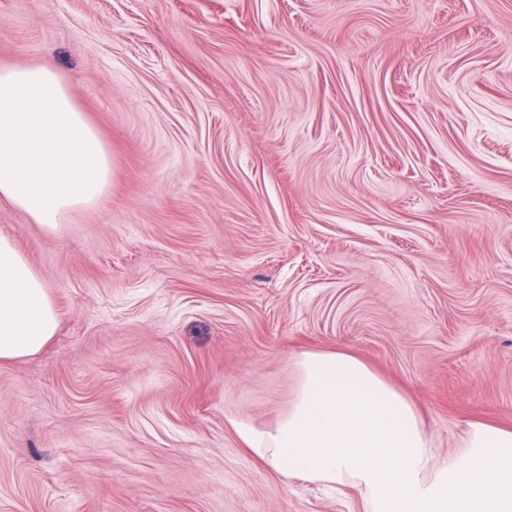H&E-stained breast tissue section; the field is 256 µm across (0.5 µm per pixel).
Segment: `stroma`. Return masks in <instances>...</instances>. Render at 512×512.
Instances as JSON below:
<instances>
[{"label":"stroma","instance_id":"obj_1","mask_svg":"<svg viewBox=\"0 0 512 512\" xmlns=\"http://www.w3.org/2000/svg\"><path fill=\"white\" fill-rule=\"evenodd\" d=\"M112 184L45 231L0 199L56 335L0 363V512H364L232 420L310 350L422 409L438 457L512 424V0H0Z\"/></svg>","mask_w":512,"mask_h":512}]
</instances>
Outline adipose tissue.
<instances>
[{"label":"adipose tissue","mask_w":512,"mask_h":512,"mask_svg":"<svg viewBox=\"0 0 512 512\" xmlns=\"http://www.w3.org/2000/svg\"><path fill=\"white\" fill-rule=\"evenodd\" d=\"M111 154L49 67L0 65V198L45 230L107 193ZM58 315L38 271L0 237V361L40 351ZM287 415L234 422L255 460L285 482L359 489L364 512H512V426L471 422L460 453L437 459L422 410L362 360L316 351L298 362Z\"/></svg>","instance_id":"ef3b65f1"}]
</instances>
